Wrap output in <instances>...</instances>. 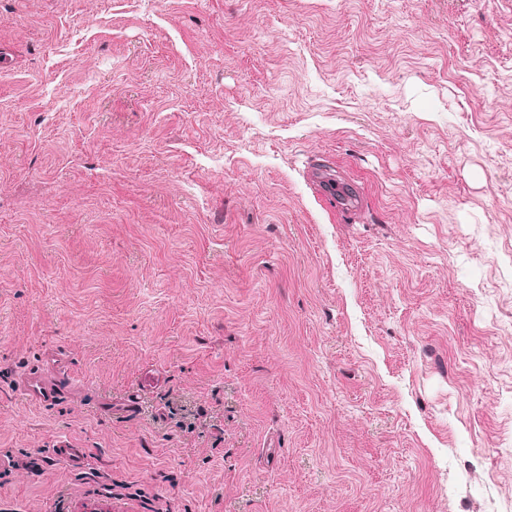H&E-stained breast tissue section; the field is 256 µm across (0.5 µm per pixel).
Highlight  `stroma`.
<instances>
[{"label": "stroma", "instance_id": "stroma-1", "mask_svg": "<svg viewBox=\"0 0 512 512\" xmlns=\"http://www.w3.org/2000/svg\"><path fill=\"white\" fill-rule=\"evenodd\" d=\"M1 457L0 512H512V0H0ZM322 183L324 195L333 199L336 197L346 209L359 208L362 198L354 189L351 190L342 184L336 183V180L326 177L323 178ZM58 360L48 359L45 368L31 373L21 381L19 389L28 401L48 405L59 397L65 378L60 368L61 361Z\"/></svg>", "mask_w": 512, "mask_h": 512}]
</instances>
